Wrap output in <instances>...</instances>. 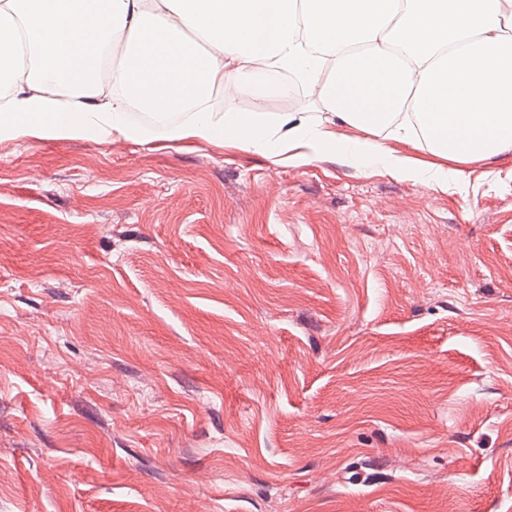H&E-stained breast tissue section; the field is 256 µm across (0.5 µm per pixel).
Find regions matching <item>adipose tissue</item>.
<instances>
[{
	"mask_svg": "<svg viewBox=\"0 0 512 512\" xmlns=\"http://www.w3.org/2000/svg\"><path fill=\"white\" fill-rule=\"evenodd\" d=\"M281 75L318 118L213 111L217 87L276 96ZM134 106L159 123L131 122ZM416 134L460 164L512 152V0H0V142H207L292 165L347 153L415 180L382 140Z\"/></svg>",
	"mask_w": 512,
	"mask_h": 512,
	"instance_id": "ef3b65f1",
	"label": "adipose tissue"
}]
</instances>
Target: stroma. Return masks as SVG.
<instances>
[{"label": "stroma", "mask_w": 512, "mask_h": 512, "mask_svg": "<svg viewBox=\"0 0 512 512\" xmlns=\"http://www.w3.org/2000/svg\"><path fill=\"white\" fill-rule=\"evenodd\" d=\"M386 146L0 142V512H512V153Z\"/></svg>", "instance_id": "stroma-1"}]
</instances>
